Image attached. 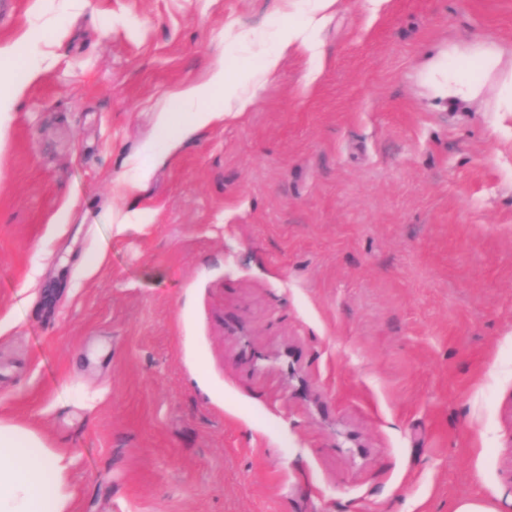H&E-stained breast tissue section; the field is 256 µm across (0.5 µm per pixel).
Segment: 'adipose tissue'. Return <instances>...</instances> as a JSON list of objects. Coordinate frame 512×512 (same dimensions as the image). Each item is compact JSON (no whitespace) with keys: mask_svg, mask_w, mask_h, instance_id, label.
Instances as JSON below:
<instances>
[{"mask_svg":"<svg viewBox=\"0 0 512 512\" xmlns=\"http://www.w3.org/2000/svg\"><path fill=\"white\" fill-rule=\"evenodd\" d=\"M302 22L284 27L273 48L262 50L258 67L231 75L217 64L208 79L186 87L176 95L174 109L159 118L168 147H175L199 130L247 111L255 102L263 77L274 71L282 58L303 50L320 55L316 34L337 10L339 0H308ZM496 54H460L448 68L449 101H471L482 92L491 76H499L507 111L512 112V71L499 72ZM44 74L30 62L21 42L0 43V135L15 112L26 88ZM69 450L50 447L36 431L0 420V512H74V494L68 474Z\"/></svg>","mask_w":512,"mask_h":512,"instance_id":"ef3b65f1","label":"adipose tissue"}]
</instances>
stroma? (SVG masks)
<instances>
[{
  "instance_id": "35a3bbf8",
  "label": "stroma",
  "mask_w": 512,
  "mask_h": 512,
  "mask_svg": "<svg viewBox=\"0 0 512 512\" xmlns=\"http://www.w3.org/2000/svg\"><path fill=\"white\" fill-rule=\"evenodd\" d=\"M305 8L0 15L50 61L0 141V416L71 450L75 512L512 501V112L438 81L452 50L512 69V0H340L323 68L165 153L176 91Z\"/></svg>"
}]
</instances>
